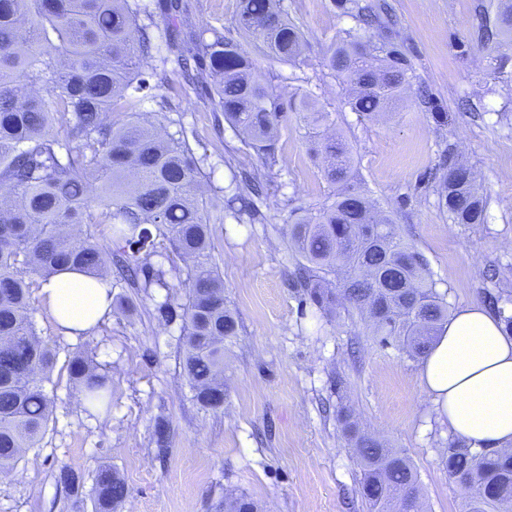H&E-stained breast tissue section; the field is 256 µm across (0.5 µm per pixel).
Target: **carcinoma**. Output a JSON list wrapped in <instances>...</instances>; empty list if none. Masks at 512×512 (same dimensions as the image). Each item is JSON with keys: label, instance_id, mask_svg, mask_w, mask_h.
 Masks as SVG:
<instances>
[{"label": "carcinoma", "instance_id": "cac0c4a2", "mask_svg": "<svg viewBox=\"0 0 512 512\" xmlns=\"http://www.w3.org/2000/svg\"><path fill=\"white\" fill-rule=\"evenodd\" d=\"M352 18L328 59L332 74L352 89L351 110L376 117L394 105L409 84L411 60L397 43L383 5L335 0ZM190 0H0V468L14 467L34 448L50 422L45 384L56 360L35 329L28 273L50 276L77 268L104 278L103 252L95 237L68 228L106 224L126 258V272L142 287H167L154 259L166 240L187 267L186 301L171 296L162 316L181 314L183 372L201 406H224V340L239 322L224 301V280L204 259L211 223L200 193L206 173L189 144L159 135L138 105L149 91L170 85L167 64L185 77L184 93L202 94L213 111L264 158V172L244 175L245 187L279 176L277 126L281 95L257 74L238 37L259 41L277 62L299 67L304 36L288 21L280 0H237L235 32L187 31ZM378 31L379 42L359 35ZM167 56L154 63V41ZM324 177L338 186L317 215L288 225V241L301 258L299 285L320 312L342 301L366 318L373 335L395 343L408 357L427 356L448 319L446 295L429 278L427 263L397 238L353 185L345 142L320 145ZM446 170L440 200L455 224L484 223V205L471 170L455 157ZM512 335V295L490 294ZM70 378L89 404L104 399L106 377L88 358L74 356ZM362 472L361 498L370 512H424L418 477L400 451L352 430ZM444 465L466 493L467 512H503L512 502V454L474 452L449 442ZM125 481L108 466L95 480L94 512H119ZM221 512H258L240 494Z\"/></svg>", "mask_w": 512, "mask_h": 512}]
</instances>
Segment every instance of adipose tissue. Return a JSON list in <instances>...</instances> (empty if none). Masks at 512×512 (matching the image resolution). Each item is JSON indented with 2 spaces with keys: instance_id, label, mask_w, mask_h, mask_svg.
<instances>
[{
  "instance_id": "1",
  "label": "adipose tissue",
  "mask_w": 512,
  "mask_h": 512,
  "mask_svg": "<svg viewBox=\"0 0 512 512\" xmlns=\"http://www.w3.org/2000/svg\"><path fill=\"white\" fill-rule=\"evenodd\" d=\"M38 293L66 335L89 331L111 310L107 284L64 270ZM421 386L449 430L476 448H512V336L488 309L449 316L421 366Z\"/></svg>"
}]
</instances>
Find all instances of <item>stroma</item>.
Returning a JSON list of instances; mask_svg holds the SVG:
<instances>
[{
  "label": "stroma",
  "mask_w": 512,
  "mask_h": 512,
  "mask_svg": "<svg viewBox=\"0 0 512 512\" xmlns=\"http://www.w3.org/2000/svg\"><path fill=\"white\" fill-rule=\"evenodd\" d=\"M187 23L232 28L236 0H191ZM412 59L411 88L390 113L367 121L352 112L348 89L327 67L331 47L352 19L331 0H282L304 32V61L292 70L262 45L246 48L259 73L288 75L276 84L284 98L311 96L327 112L328 133L351 148L358 187L396 224L428 264L451 310L483 305L488 293L512 291V47L493 49L500 0H388ZM173 75L166 95L176 106L167 131L186 138L207 173L212 261L238 335L224 344V406L201 407L182 371L180 318L156 310L165 294L185 297L175 271L171 292L145 294L120 278L100 327L77 338L56 326L33 296L37 334L57 354L46 390L52 415L37 447L0 479V512H92L95 477L107 465L126 482L122 512H215L224 496L246 493L262 512H367L358 493L359 468L346 430L355 421L409 457L425 512H465L464 492L448 476L443 454L451 434L419 381L420 361L380 343L353 311L320 313L292 288L299 258L288 220L316 211L334 187L312 150L309 114L286 109L280 122V175L264 183L254 216L224 213L238 171L259 172L261 158L212 111L208 101L179 92ZM428 89L446 120L421 104ZM457 153L477 175L485 204L481 224H455L438 202L444 151ZM82 354L111 381L108 405L80 406L68 364ZM170 431L158 458L151 441L158 421ZM79 473L78 489L55 481L60 468Z\"/></svg>",
  "instance_id": "stroma-1"
}]
</instances>
